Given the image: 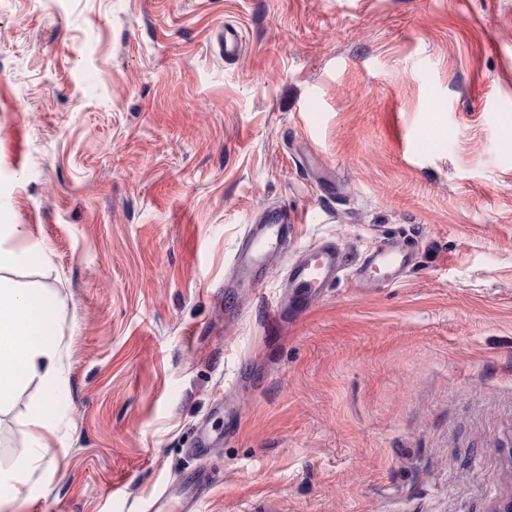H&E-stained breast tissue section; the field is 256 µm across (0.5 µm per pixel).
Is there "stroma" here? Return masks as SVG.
I'll use <instances>...</instances> for the list:
<instances>
[{"mask_svg":"<svg viewBox=\"0 0 512 512\" xmlns=\"http://www.w3.org/2000/svg\"><path fill=\"white\" fill-rule=\"evenodd\" d=\"M243 50L225 61V26ZM0 224L46 255L56 440L0 512H489L512 495V0H0ZM294 215L261 293L247 226ZM404 242L392 285L352 276ZM341 272L288 315L291 256ZM209 474L201 466L189 470L176 484L155 494L146 506V512H173L177 501L198 503L211 484Z\"/></svg>","mask_w":512,"mask_h":512,"instance_id":"stroma-1","label":"stroma"}]
</instances>
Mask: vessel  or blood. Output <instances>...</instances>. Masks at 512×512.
Returning <instances> with one entry per match:
<instances>
[{"label": "vessel or blood", "mask_w": 512, "mask_h": 512, "mask_svg": "<svg viewBox=\"0 0 512 512\" xmlns=\"http://www.w3.org/2000/svg\"><path fill=\"white\" fill-rule=\"evenodd\" d=\"M288 240L287 215L276 216L263 230L248 229L243 236L233 267L235 272L251 276L254 287H262L257 271L267 265L273 253L282 251ZM411 264L409 253L398 243L389 242L369 250L360 276L363 280L397 283L406 275ZM343 265V255L328 245L308 247L304 258L294 262L288 270V298L295 310L308 309L323 288L333 282ZM211 484L203 467L189 470L176 484L155 494L146 512H174L178 502H199Z\"/></svg>", "instance_id": "b4317fda"}]
</instances>
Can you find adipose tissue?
<instances>
[{
	"label": "adipose tissue",
	"mask_w": 512,
	"mask_h": 512,
	"mask_svg": "<svg viewBox=\"0 0 512 512\" xmlns=\"http://www.w3.org/2000/svg\"><path fill=\"white\" fill-rule=\"evenodd\" d=\"M44 247L24 224L0 225V269L25 265ZM46 292L17 288L0 279V406L8 405L26 381L54 386L66 381L57 351L45 338ZM53 433L51 420L34 410L25 432L28 449L8 470H0V505L11 502L43 461Z\"/></svg>",
	"instance_id": "ef3b65f1"
}]
</instances>
